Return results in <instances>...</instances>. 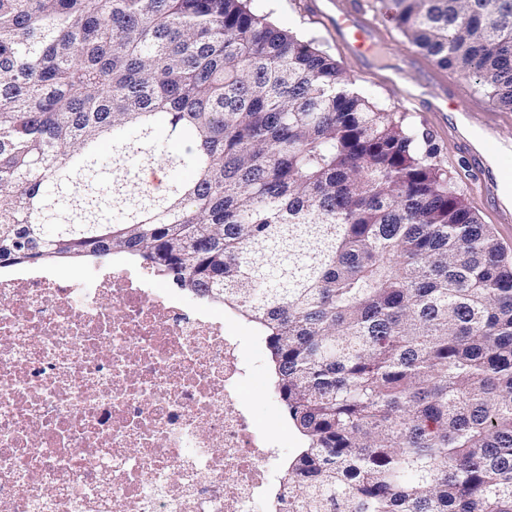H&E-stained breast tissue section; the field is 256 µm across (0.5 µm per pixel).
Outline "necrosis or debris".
Segmentation results:
<instances>
[{
    "label": "necrosis or debris",
    "instance_id": "1",
    "mask_svg": "<svg viewBox=\"0 0 512 512\" xmlns=\"http://www.w3.org/2000/svg\"><path fill=\"white\" fill-rule=\"evenodd\" d=\"M249 375L148 275L0 274V512H261L278 455Z\"/></svg>",
    "mask_w": 512,
    "mask_h": 512
}]
</instances>
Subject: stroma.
<instances>
[{"mask_svg":"<svg viewBox=\"0 0 512 512\" xmlns=\"http://www.w3.org/2000/svg\"><path fill=\"white\" fill-rule=\"evenodd\" d=\"M248 6L254 14L265 17L278 28L311 43L333 58L371 105L403 118L419 136L427 137L438 149L435 157L437 166L457 183L482 222L493 225L499 241L512 253V226L496 223L491 206L476 193L468 162L448 137L447 117L410 107L405 101V91L415 89L427 102L441 99L448 91H455L469 99L470 109L477 120L494 119L498 139L506 146L512 145V112L494 108L485 90L474 79L455 70L438 67L431 58L412 47L406 35L392 22H385L379 34V54L362 59L349 54L338 44L333 30L309 11L308 0H248ZM395 72L401 75L399 82L389 83V75ZM116 265L133 272L141 269L140 263L127 255L115 254L106 259L55 258L42 265L27 267L26 272L31 276L51 279H81L93 270L110 272ZM157 285L173 289L178 298L232 325L236 334L243 336V353L253 364L243 397L251 409L253 420L262 434L276 437L280 450L296 455L303 446V440L285 408L271 405L275 395L273 363L268 349L254 347L258 337L255 326L224 305L199 298L191 291L175 286L172 278H158Z\"/></svg>","mask_w":512,"mask_h":512,"instance_id":"stroma-1","label":"stroma"}]
</instances>
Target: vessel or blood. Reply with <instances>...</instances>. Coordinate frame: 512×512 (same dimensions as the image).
Returning a JSON list of instances; mask_svg holds the SVG:
<instances>
[{"mask_svg": "<svg viewBox=\"0 0 512 512\" xmlns=\"http://www.w3.org/2000/svg\"><path fill=\"white\" fill-rule=\"evenodd\" d=\"M309 3L321 7L322 17L352 54L363 57L371 55L377 44L379 26L375 19L367 15L361 0H309ZM454 108L458 120L449 127L448 132L471 159L484 197L499 223L512 224V201L502 196L503 185L512 183V169L498 167L492 176L485 172L487 163L499 157L495 126L484 124L480 137L468 139L470 104L467 99L461 98L455 102Z\"/></svg>", "mask_w": 512, "mask_h": 512, "instance_id": "obj_1", "label": "vessel or blood"}]
</instances>
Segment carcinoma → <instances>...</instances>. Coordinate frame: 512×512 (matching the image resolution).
I'll use <instances>...</instances> for the list:
<instances>
[{
    "label": "carcinoma",
    "instance_id": "carcinoma-1",
    "mask_svg": "<svg viewBox=\"0 0 512 512\" xmlns=\"http://www.w3.org/2000/svg\"><path fill=\"white\" fill-rule=\"evenodd\" d=\"M383 8L512 112V0ZM434 158L244 0H0V268L126 253L257 325L301 512H512V255Z\"/></svg>",
    "mask_w": 512,
    "mask_h": 512
}]
</instances>
